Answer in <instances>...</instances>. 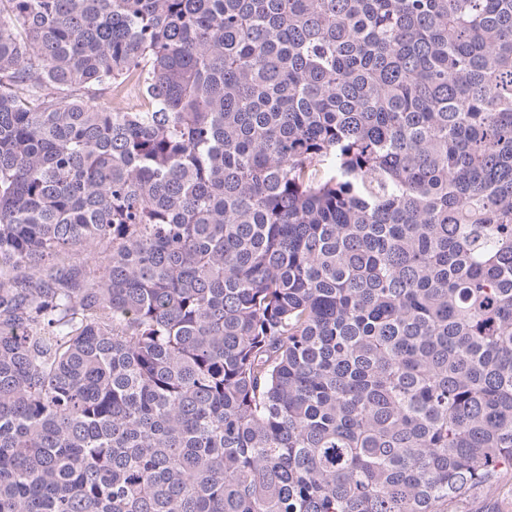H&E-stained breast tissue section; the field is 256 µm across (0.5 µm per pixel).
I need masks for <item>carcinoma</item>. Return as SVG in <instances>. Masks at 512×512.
I'll use <instances>...</instances> for the list:
<instances>
[{
    "mask_svg": "<svg viewBox=\"0 0 512 512\" xmlns=\"http://www.w3.org/2000/svg\"><path fill=\"white\" fill-rule=\"evenodd\" d=\"M511 478L512 0H0V512Z\"/></svg>",
    "mask_w": 512,
    "mask_h": 512,
    "instance_id": "cac0c4a2",
    "label": "carcinoma"
}]
</instances>
